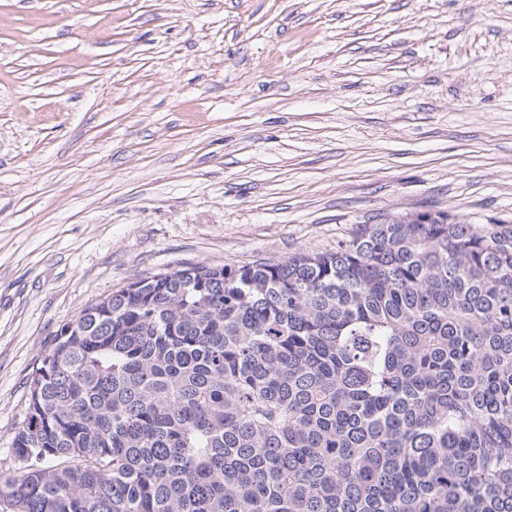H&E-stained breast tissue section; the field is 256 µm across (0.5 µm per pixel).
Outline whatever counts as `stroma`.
Returning a JSON list of instances; mask_svg holds the SVG:
<instances>
[{
    "label": "stroma",
    "instance_id": "stroma-1",
    "mask_svg": "<svg viewBox=\"0 0 512 512\" xmlns=\"http://www.w3.org/2000/svg\"><path fill=\"white\" fill-rule=\"evenodd\" d=\"M422 211L512 227V0H0V481L112 289Z\"/></svg>",
    "mask_w": 512,
    "mask_h": 512
}]
</instances>
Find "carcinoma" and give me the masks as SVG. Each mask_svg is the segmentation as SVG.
Instances as JSON below:
<instances>
[{
    "instance_id": "carcinoma-1",
    "label": "carcinoma",
    "mask_w": 512,
    "mask_h": 512,
    "mask_svg": "<svg viewBox=\"0 0 512 512\" xmlns=\"http://www.w3.org/2000/svg\"><path fill=\"white\" fill-rule=\"evenodd\" d=\"M12 450V512H512V229L399 218L114 288Z\"/></svg>"
}]
</instances>
